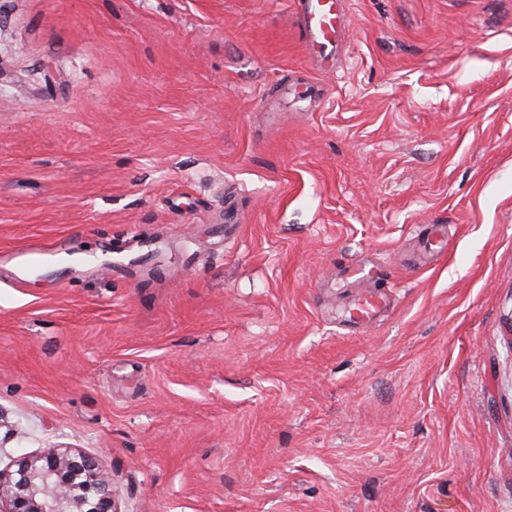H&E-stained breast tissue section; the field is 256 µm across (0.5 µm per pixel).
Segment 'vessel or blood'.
Wrapping results in <instances>:
<instances>
[{
  "mask_svg": "<svg viewBox=\"0 0 512 512\" xmlns=\"http://www.w3.org/2000/svg\"><path fill=\"white\" fill-rule=\"evenodd\" d=\"M341 0H297V24L310 55L321 66L339 63L340 36L345 27ZM389 295L380 289L361 291L350 309L351 321L360 327L374 323L387 309Z\"/></svg>",
  "mask_w": 512,
  "mask_h": 512,
  "instance_id": "vessel-or-blood-1",
  "label": "vessel or blood"
}]
</instances>
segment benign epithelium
Returning a JSON list of instances; mask_svg holds the SVG:
<instances>
[{
    "instance_id": "1",
    "label": "benign epithelium",
    "mask_w": 512,
    "mask_h": 512,
    "mask_svg": "<svg viewBox=\"0 0 512 512\" xmlns=\"http://www.w3.org/2000/svg\"><path fill=\"white\" fill-rule=\"evenodd\" d=\"M0 512H119L112 481L99 460L49 446L0 471Z\"/></svg>"
}]
</instances>
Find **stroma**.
I'll return each mask as SVG.
<instances>
[{
  "instance_id": "obj_1",
  "label": "stroma",
  "mask_w": 512,
  "mask_h": 512,
  "mask_svg": "<svg viewBox=\"0 0 512 512\" xmlns=\"http://www.w3.org/2000/svg\"><path fill=\"white\" fill-rule=\"evenodd\" d=\"M344 8L329 72L291 0H0V469L512 512V0ZM390 296L383 290L372 288L361 291L350 309L351 321L360 327L374 323L387 309Z\"/></svg>"
}]
</instances>
